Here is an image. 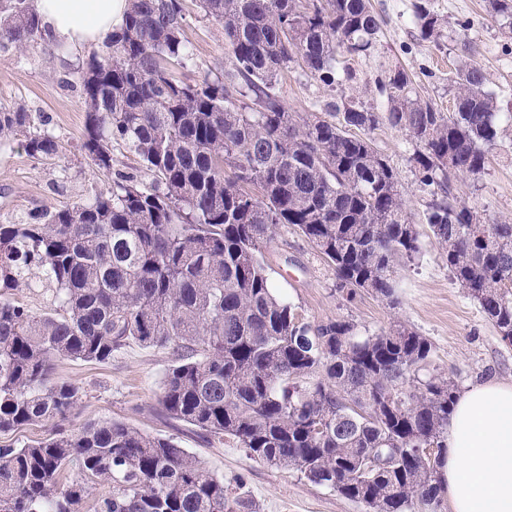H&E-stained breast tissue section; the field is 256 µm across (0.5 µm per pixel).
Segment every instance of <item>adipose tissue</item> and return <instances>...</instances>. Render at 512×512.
I'll list each match as a JSON object with an SVG mask.
<instances>
[{"label":"adipose tissue","instance_id":"ef3b65f1","mask_svg":"<svg viewBox=\"0 0 512 512\" xmlns=\"http://www.w3.org/2000/svg\"><path fill=\"white\" fill-rule=\"evenodd\" d=\"M45 45L98 49L124 24L128 0H32ZM449 512H512V381L489 379L457 397L444 459Z\"/></svg>","mask_w":512,"mask_h":512}]
</instances>
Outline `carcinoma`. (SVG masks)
I'll return each mask as SVG.
<instances>
[{
  "label": "carcinoma",
  "mask_w": 512,
  "mask_h": 512,
  "mask_svg": "<svg viewBox=\"0 0 512 512\" xmlns=\"http://www.w3.org/2000/svg\"><path fill=\"white\" fill-rule=\"evenodd\" d=\"M224 28L225 78L176 80L191 60L184 0H129L123 28L79 71L81 150L115 173L112 193L0 224V434L65 421L79 387L53 378L58 359L106 363L128 341L172 350L159 405L170 418L292 470L364 512H443L441 460L458 393L430 375L431 344L402 324L362 332L311 323L278 295L262 247L297 228L334 266L337 287L395 304L399 263L421 254L398 174L371 134L387 125L415 145L423 221L453 282L512 345V224L480 221L453 179L479 178L512 114L498 108L475 44L460 43L445 112L385 71L379 110L350 96L328 116L288 111L275 92L297 65L323 86L384 25L369 0H199ZM512 34V0H487ZM419 37L444 22L415 4ZM43 43L31 0H0V56ZM252 98V104L244 102ZM52 158L62 145L22 106L0 104V142ZM150 181L116 170L114 150ZM233 175H226V168ZM258 192H253L252 187ZM49 288L38 313L17 294ZM418 448H434L432 456ZM112 491L86 508L92 486ZM0 512H256L224 490L172 437L101 420L76 434L0 445Z\"/></svg>",
  "instance_id": "obj_1"
}]
</instances>
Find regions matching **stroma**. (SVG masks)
<instances>
[{
    "instance_id": "1",
    "label": "stroma",
    "mask_w": 512,
    "mask_h": 512,
    "mask_svg": "<svg viewBox=\"0 0 512 512\" xmlns=\"http://www.w3.org/2000/svg\"><path fill=\"white\" fill-rule=\"evenodd\" d=\"M386 24L367 55L347 59L353 82L329 89L301 68L280 76L275 90L284 107L299 115L326 112L332 101L353 96L364 104L381 105L375 80L392 67L412 75L422 98L442 110L453 106L448 72L456 57L457 20H469L467 32L478 48L477 60L501 111L512 113V38L486 11L485 0H429L443 19L441 44L421 40L414 22L417 0H370ZM186 37L193 53L187 66L173 67L176 79L195 82L202 75L224 76L232 68L223 27L204 16L196 0H186ZM86 53L47 47L0 56V104L20 105L40 114L64 146L59 156L37 160L16 143L0 147V224L28 219L45 208L59 209L94 196L109 194L112 178L99 173L80 150L85 112L75 87L78 66ZM372 138L399 174L412 221L420 233L421 253L396 272V306L370 295L347 299L336 288L334 268L294 227L279 225L263 250L269 277L278 293L308 321L348 320L374 333L402 323L432 344L435 372L453 374L459 388L496 377L512 381V345L503 343L492 323L465 290L452 284L446 257L422 221L427 199L420 191L407 137L388 126ZM460 203L475 208L487 222H512V139H503L479 179L457 177ZM171 353L164 347L126 343L110 362L98 364L60 359L54 375L84 391L63 428L73 434L90 422L112 419L151 435L176 438L203 468L222 475L229 488L243 486L257 512H362L333 490L293 471H278L251 459L228 440L207 436L191 425L165 416L158 404Z\"/></svg>"
}]
</instances>
